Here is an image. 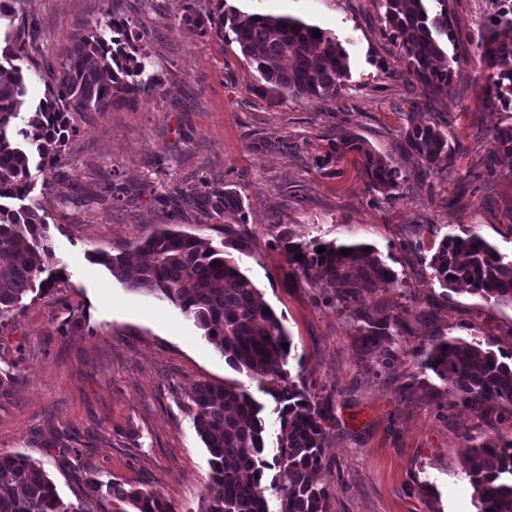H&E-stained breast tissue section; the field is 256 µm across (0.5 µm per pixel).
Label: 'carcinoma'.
Listing matches in <instances>:
<instances>
[{"label": "carcinoma", "instance_id": "cac0c4a2", "mask_svg": "<svg viewBox=\"0 0 512 512\" xmlns=\"http://www.w3.org/2000/svg\"><path fill=\"white\" fill-rule=\"evenodd\" d=\"M491 12L481 24L477 42V76L484 81L489 109L512 107V0H489ZM15 0H0V328L23 313L57 283L58 272L47 235L45 216L22 204L33 188L31 168L53 169L68 140L78 133L75 114L109 112L120 104L137 106L157 93H168L147 73L150 55L143 32L129 19L110 18L104 29L80 36L67 48L57 68L49 67L43 97L28 98L37 26L16 20ZM198 0H183L182 21L202 36L230 39L279 97L333 98L347 81L348 57L336 36L289 16L245 14L224 9L203 12ZM384 33L398 45L407 74L434 92L448 89L457 75V54L448 0H379ZM343 145L364 158L374 188L396 197L400 171L367 148L355 135ZM492 145L499 163L512 174V125L496 129ZM407 151L429 169L447 170L453 148L448 136L428 123L405 132ZM201 210L217 217L243 211L239 193L213 185L198 195L181 192ZM276 246L288 259V276L324 290L326 299L348 307L360 322L362 345L388 360L392 336L400 321L384 308L358 307L363 293L402 286L397 273L366 244L325 241L318 236L295 240L283 229ZM323 246L325 251L317 252ZM350 254H340L341 249ZM94 260L132 291L169 302L203 331L232 368L264 382L277 376L281 385L269 391L279 413L273 461L267 460L269 429L264 404L233 385L197 384L189 413L196 434L208 451L210 479L218 492L204 512H271L267 491L277 495V512H328L329 491L319 478L328 416L319 403L287 378L290 352L281 347L290 336L275 312L267 313L260 290L226 251L169 228L135 245ZM431 278L441 288L478 295L495 305L512 307V250L490 245L474 228L446 235L432 255ZM423 367L432 370L452 396L490 428L512 418V363L482 347L476 339H436ZM18 374L0 370V399L11 395ZM465 473L477 512H512V437L470 436ZM278 471L267 483L266 471ZM127 502L138 512H174L161 495L86 484L85 497L103 495ZM0 512H85L66 503L44 467L21 453L0 454Z\"/></svg>", "mask_w": 512, "mask_h": 512}]
</instances>
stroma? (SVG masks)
I'll list each match as a JSON object with an SVG mask.
<instances>
[{
	"instance_id": "1",
	"label": "stroma",
	"mask_w": 512,
	"mask_h": 512,
	"mask_svg": "<svg viewBox=\"0 0 512 512\" xmlns=\"http://www.w3.org/2000/svg\"><path fill=\"white\" fill-rule=\"evenodd\" d=\"M245 13L291 16L331 31L350 75L334 99L277 101L256 94L260 74L236 44L200 36L182 21V0H18L38 27L37 64L114 14L145 33L149 71L169 92L138 108L77 115L78 129L52 170L32 169L25 203L44 215L65 275L5 328L0 367L22 377L0 401V453L42 464L65 502L86 512L116 503L84 496L89 480L161 494L174 512H204L212 495L208 454L189 414L199 382L235 384L265 406L273 398L231 368L172 304L132 292L103 266L99 250L134 244L162 225L212 245L246 234L244 272L287 329L291 379L331 420L323 479L329 512H474L463 451L480 430L421 353L433 337L479 338L512 354V308L444 294L428 261L442 238L469 225L490 244L512 248V176L497 169L490 136L512 109L484 105L475 46L487 0H449L461 72L435 93L406 73L384 35L376 0H224ZM444 130L457 151L448 171L407 153L409 119ZM349 133L399 168L398 197L372 188L358 153L331 143ZM287 140L289 148L275 145ZM268 151L255 152L258 142ZM237 190L243 216L212 218L182 199L213 184ZM123 202L113 203L115 188ZM374 246L402 287L367 294L402 323L396 356L382 364L362 349L351 310L288 276L274 237Z\"/></svg>"
}]
</instances>
